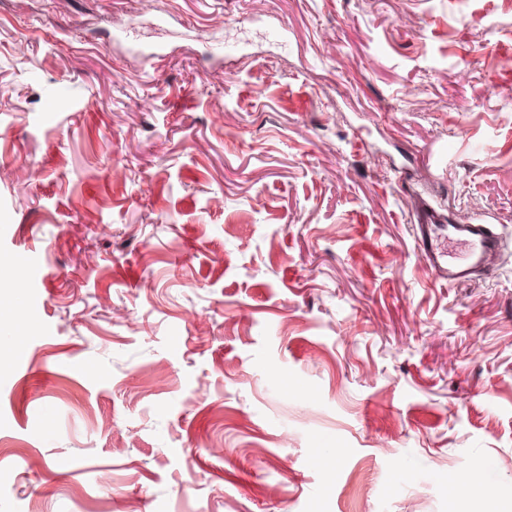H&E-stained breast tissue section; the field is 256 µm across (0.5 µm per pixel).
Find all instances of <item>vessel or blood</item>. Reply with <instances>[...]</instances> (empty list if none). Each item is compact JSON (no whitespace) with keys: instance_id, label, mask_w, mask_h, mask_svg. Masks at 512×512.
Segmentation results:
<instances>
[{"instance_id":"vessel-or-blood-1","label":"vessel or blood","mask_w":512,"mask_h":512,"mask_svg":"<svg viewBox=\"0 0 512 512\" xmlns=\"http://www.w3.org/2000/svg\"><path fill=\"white\" fill-rule=\"evenodd\" d=\"M415 244L436 280L462 286L490 275L502 251V238L489 222L460 223L430 204L414 212Z\"/></svg>"}]
</instances>
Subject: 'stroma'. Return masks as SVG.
<instances>
[{"label": "stroma", "instance_id": "stroma-1", "mask_svg": "<svg viewBox=\"0 0 512 512\" xmlns=\"http://www.w3.org/2000/svg\"><path fill=\"white\" fill-rule=\"evenodd\" d=\"M1 168L0 512L512 485V0H0ZM415 244L440 283L462 286L488 276L502 251V238L486 220L460 223L430 204L414 212Z\"/></svg>", "mask_w": 512, "mask_h": 512}]
</instances>
